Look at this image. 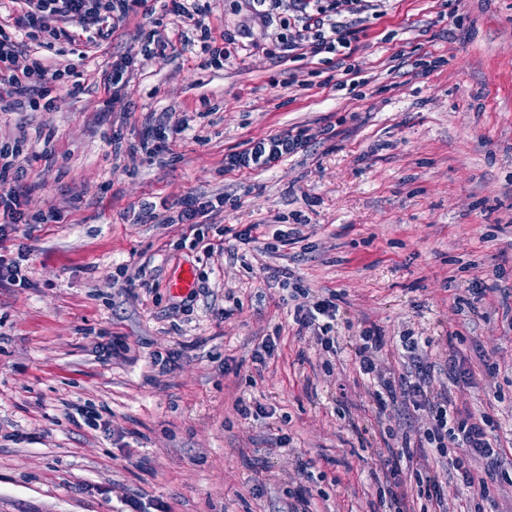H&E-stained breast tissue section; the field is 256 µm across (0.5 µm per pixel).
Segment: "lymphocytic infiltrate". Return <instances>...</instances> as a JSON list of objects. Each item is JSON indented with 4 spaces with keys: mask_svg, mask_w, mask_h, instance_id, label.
I'll return each mask as SVG.
<instances>
[{
    "mask_svg": "<svg viewBox=\"0 0 512 512\" xmlns=\"http://www.w3.org/2000/svg\"><path fill=\"white\" fill-rule=\"evenodd\" d=\"M15 14L12 25L0 22V112L27 109L47 112L52 108V90L77 92L70 79L75 74L74 64L48 63L33 56L27 49L29 41L41 47L54 49L66 43L71 54L87 59L97 47L96 42L79 44L77 32L99 31L105 20L119 23L129 15L133 6L146 0H10ZM257 14L266 24L279 20L281 8H288L297 25L293 37L281 39L278 46L288 52L307 51L318 55L350 48L354 33L337 21L336 0H251ZM166 12L174 24L192 23L200 30L202 53L208 54L209 65L222 66L229 54L211 44V31L205 22L208 5L201 0H168ZM309 136L305 130H285L263 138L250 140L245 149L228 154L224 167L237 171H266L283 159L302 151ZM25 137L0 142V243L19 228H33L37 224H59L62 214L56 209L28 213L23 204L31 191L23 169L17 166V157L25 150ZM213 200L201 196L185 197L177 214L168 216L171 224H189L194 228L192 248L211 254L214 243L204 232V220L213 212ZM296 294L309 297V304L297 306L293 320L299 329L313 331L322 349L336 353V339L331 331L336 320V304L332 298H310L308 288L295 285ZM358 348L359 372L372 386V396L380 406L393 403L397 394H404L413 410H426L431 422L422 435L401 447L387 446L386 451L397 463L413 467L416 458L434 457L435 464L415 483L393 480L386 494L392 512H411L416 499L430 501L433 512H447L448 499L459 500V512H484V502L490 497L486 476L498 468L507 448L501 438L487 430V420L457 407L451 397V386L465 381V371L450 376L449 388L433 392L427 382L429 371L423 363V351L434 343L432 337L421 338L410 334L401 336L400 346L414 368L413 375L392 379L386 377L379 363L385 346L383 337L375 328L365 329ZM482 463L483 472H475L474 463Z\"/></svg>",
    "mask_w": 512,
    "mask_h": 512,
    "instance_id": "1",
    "label": "lymphocytic infiltrate"
}]
</instances>
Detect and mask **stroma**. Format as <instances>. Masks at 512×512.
<instances>
[{"label": "stroma", "instance_id": "1", "mask_svg": "<svg viewBox=\"0 0 512 512\" xmlns=\"http://www.w3.org/2000/svg\"><path fill=\"white\" fill-rule=\"evenodd\" d=\"M164 5L134 7L79 66L78 94L0 113V138L30 144L18 159L28 210L66 216L10 236L33 252L28 287L0 290V512H126L132 497L142 512H285L301 462L317 477L314 512H387L375 450L429 418L401 400L379 411L355 365L364 329L380 331L397 376L400 336L455 334L453 348L427 350L431 387L447 385L456 350L471 371L458 407L512 431V0H377L350 18L352 54L292 59L249 0H211L213 34L236 41L208 69L180 40L167 58L143 55ZM120 54L133 76L107 108L103 73ZM160 122L181 132L152 158L140 146ZM293 127L308 130L306 150L268 171H225V155ZM219 194L213 223L284 224L298 243L247 267L179 247L188 225L134 216L148 197L174 208ZM126 262L146 287L127 286ZM188 266L207 285L177 292ZM270 268L335 295L337 355L298 332ZM492 281L498 292L471 290ZM267 335L280 343L263 366ZM240 397L274 416L243 418ZM67 401L97 409L107 430L75 427Z\"/></svg>", "mask_w": 512, "mask_h": 512}]
</instances>
